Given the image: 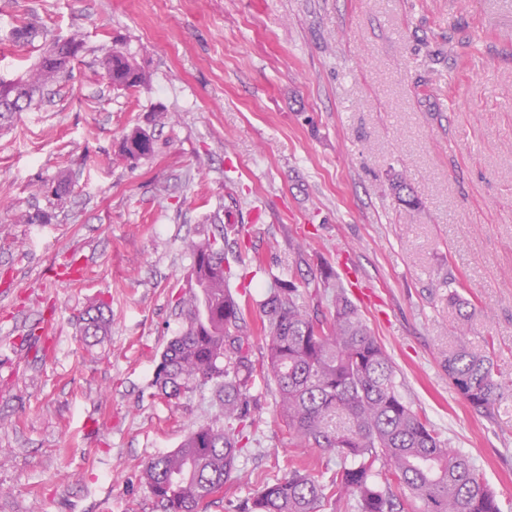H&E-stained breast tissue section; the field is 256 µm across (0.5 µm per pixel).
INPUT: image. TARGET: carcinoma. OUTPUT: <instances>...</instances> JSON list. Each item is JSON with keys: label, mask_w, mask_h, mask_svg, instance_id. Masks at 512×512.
<instances>
[{"label": "carcinoma", "mask_w": 512, "mask_h": 512, "mask_svg": "<svg viewBox=\"0 0 512 512\" xmlns=\"http://www.w3.org/2000/svg\"><path fill=\"white\" fill-rule=\"evenodd\" d=\"M16 43L42 39L41 53L28 72L0 81V119L36 109L41 95L70 76L83 40L61 38L29 21L11 32ZM80 43L69 54L67 45ZM109 83L125 90L148 82L136 55L124 47L99 60ZM122 151L139 160L154 152L152 137L136 129ZM231 224L192 244L194 262L186 285V327L160 355L155 375L158 394L172 400L208 383L224 404V423L191 431L170 452L150 459L142 478L163 512H204L211 493L230 482L243 448L244 431L260 425L252 389L256 380L275 385L279 413L296 445L333 452L336 476L324 483L304 469L266 482L240 506L241 512H321L327 503L347 498L358 512H402L395 489L423 502L424 512H501L474 465L443 443L435 429L405 401L393 362L372 336L340 276L329 272L308 283L331 290L332 309L307 307L293 284L275 283L259 304V323L247 320L248 305L230 289V280L254 279L255 270L234 273L224 265ZM82 335L96 336L108 320L102 308L82 318ZM266 345V360L255 365L251 337ZM494 339L485 351L460 344L444 365L448 380L476 411L489 412L503 389L494 365Z\"/></svg>", "instance_id": "carcinoma-1"}]
</instances>
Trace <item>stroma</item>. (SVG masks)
Segmentation results:
<instances>
[{
  "label": "stroma",
  "instance_id": "1",
  "mask_svg": "<svg viewBox=\"0 0 512 512\" xmlns=\"http://www.w3.org/2000/svg\"><path fill=\"white\" fill-rule=\"evenodd\" d=\"M26 18L91 52L0 134V512H162L144 465L220 417L213 385L154 386L190 245L219 224L234 271L264 261L253 303L275 277L350 281L405 401L512 512V0H0V78L37 57L10 39ZM117 40L148 85L108 82L96 52ZM136 127L154 153L127 160ZM453 290L462 342L497 341L488 416L444 371ZM102 301L106 335L83 338ZM253 393L261 428L206 512L336 471L289 441L274 386Z\"/></svg>",
  "mask_w": 512,
  "mask_h": 512
}]
</instances>
